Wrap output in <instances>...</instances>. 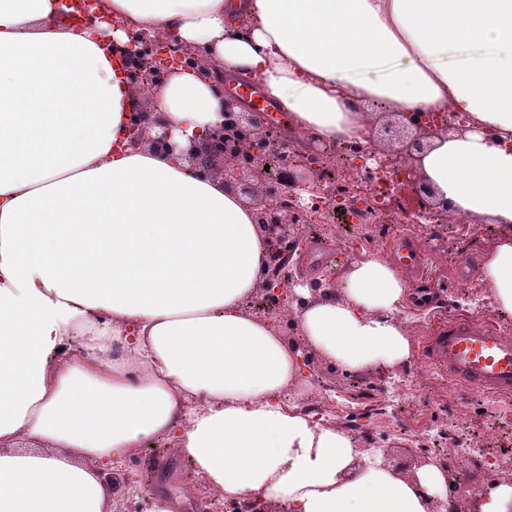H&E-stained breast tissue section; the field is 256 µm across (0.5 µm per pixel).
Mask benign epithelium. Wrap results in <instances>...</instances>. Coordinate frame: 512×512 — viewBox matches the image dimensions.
<instances>
[{
  "mask_svg": "<svg viewBox=\"0 0 512 512\" xmlns=\"http://www.w3.org/2000/svg\"><path fill=\"white\" fill-rule=\"evenodd\" d=\"M146 43L155 44L156 50L138 80L142 97L140 105L136 106L135 118L131 120V143L187 160L189 170L198 178L224 177V185L236 192L253 210L255 223L267 228L271 246L276 252L279 251L276 230L287 224L303 223L320 203H336V187L322 184L317 178V166L298 156L290 159L286 151L283 158L289 159L287 181L291 187L259 181L258 173L268 164L271 155V132L257 120L255 113L236 110V100L233 98L224 99V112L218 123L194 136L185 147L175 143L171 126L164 115L145 110L142 103L152 102L154 94L171 73L170 60L177 56L182 58L184 53L174 43L163 47L157 45V40L145 33L132 37L133 48L129 53L138 57L141 46ZM395 116L397 120L386 124L384 133L387 138L401 143L405 153L415 151L421 155L428 146L420 137H409L411 129L430 136L436 131L458 134L468 131L463 122L435 125L423 118L417 120L406 112H397ZM371 157L376 162L373 172L385 175L397 171L403 174V183L417 194L416 211L421 217L438 218L448 211V206L436 199L431 185L417 176V166L402 161L400 157L390 163L377 151L365 154V158ZM299 187H306L312 193L311 204H300L296 192Z\"/></svg>",
  "mask_w": 512,
  "mask_h": 512,
  "instance_id": "7a95c632",
  "label": "benign epithelium"
}]
</instances>
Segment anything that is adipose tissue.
<instances>
[{
	"label": "adipose tissue",
	"instance_id": "1",
	"mask_svg": "<svg viewBox=\"0 0 512 512\" xmlns=\"http://www.w3.org/2000/svg\"><path fill=\"white\" fill-rule=\"evenodd\" d=\"M131 30L258 81L320 140L367 143L375 99L466 119L419 173L502 225L484 278L512 313V0H99L81 33L62 0H0V512H112L102 471L160 436L228 500L429 512L443 465L401 478L282 400L310 351L347 373L409 364L408 283L372 254L342 292L294 286L299 345L250 311L274 265L252 209L128 141ZM154 107L183 142L223 102L182 67Z\"/></svg>",
	"mask_w": 512,
	"mask_h": 512
}]
</instances>
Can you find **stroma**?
<instances>
[{
    "label": "stroma",
    "instance_id": "1",
    "mask_svg": "<svg viewBox=\"0 0 512 512\" xmlns=\"http://www.w3.org/2000/svg\"><path fill=\"white\" fill-rule=\"evenodd\" d=\"M306 228L289 225L281 243L282 250H293L291 266L294 281H305L322 288L342 289V265L349 260L370 254H384L385 245L403 236H412L428 257L433 293L423 306L407 307L403 321L413 344V360L401 371H366L345 373L329 366L318 357L310 359V387L320 388L325 398L345 406L355 416L359 428H378L379 445L385 448L390 466L403 477H414L423 460L418 449L432 448L438 431L451 428L463 434L466 447L453 453L448 463L455 478L468 485L486 489L492 482L489 469L476 454L480 448H512V435L503 433L490 438L492 425L512 422V407L490 396L476 397L468 390L448 392V375L431 360L424 342L437 320L447 318L442 307L454 299L460 307L473 304L484 291L481 280L483 255L502 238L500 225L482 218L460 223L455 212H447L444 221L435 227L424 224L401 226L393 222L372 224L355 232L342 224H331L323 238L333 246L331 253L321 256L304 249ZM467 247L471 267L467 274H458L454 259L460 247ZM468 280L471 294H461L459 283ZM413 378L420 398L409 403L390 406L385 414L358 413L356 404L363 389L386 383L395 374ZM111 488L115 507L122 512L140 507L156 512L160 502L177 503V512H200L209 505L211 512H220V500L209 492L202 477L191 470L189 461L161 443H150L133 451L131 456L112 471Z\"/></svg>",
    "mask_w": 512,
    "mask_h": 512
}]
</instances>
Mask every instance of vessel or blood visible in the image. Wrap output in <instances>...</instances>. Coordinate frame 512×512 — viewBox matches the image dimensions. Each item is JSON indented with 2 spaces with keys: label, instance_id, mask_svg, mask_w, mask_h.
I'll use <instances>...</instances> for the list:
<instances>
[{
  "label": "vessel or blood",
  "instance_id": "b4317fda",
  "mask_svg": "<svg viewBox=\"0 0 512 512\" xmlns=\"http://www.w3.org/2000/svg\"><path fill=\"white\" fill-rule=\"evenodd\" d=\"M393 259L408 273L427 267L424 255L410 241L397 246ZM426 346L433 360L447 369L451 387L512 396V337L492 322L463 316L438 322Z\"/></svg>",
  "mask_w": 512,
  "mask_h": 512
}]
</instances>
